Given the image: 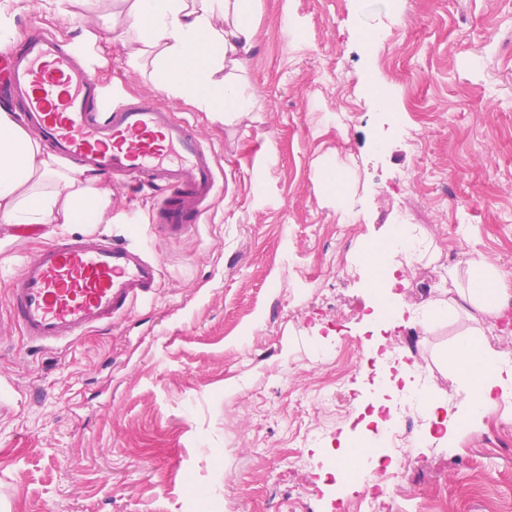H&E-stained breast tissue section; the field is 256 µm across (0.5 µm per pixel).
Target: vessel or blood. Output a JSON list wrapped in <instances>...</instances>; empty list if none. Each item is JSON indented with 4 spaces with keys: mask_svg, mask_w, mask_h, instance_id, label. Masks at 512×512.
<instances>
[{
    "mask_svg": "<svg viewBox=\"0 0 512 512\" xmlns=\"http://www.w3.org/2000/svg\"><path fill=\"white\" fill-rule=\"evenodd\" d=\"M0 98L51 151L103 175L165 191L153 223L168 240L190 234L216 186L214 154L195 127L153 97L107 99L78 50L39 30L0 56ZM148 252L106 235L62 238L24 257L9 278L10 325L51 348L109 324L160 286Z\"/></svg>",
    "mask_w": 512,
    "mask_h": 512,
    "instance_id": "b4317fda",
    "label": "vessel or blood"
}]
</instances>
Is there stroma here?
<instances>
[{"mask_svg":"<svg viewBox=\"0 0 512 512\" xmlns=\"http://www.w3.org/2000/svg\"><path fill=\"white\" fill-rule=\"evenodd\" d=\"M0 9L15 31L93 41L107 96L156 97L217 154V193L181 241L156 233L150 191L111 184L112 221L95 231L159 257L153 296L52 351L0 335V512H368L367 480L323 477L358 434L354 413L389 391L359 373L361 348L398 349L453 420L450 354L470 322L406 320L466 254L512 273V0H255L244 87L258 103L228 121L159 89L150 61L129 65L114 0ZM325 164L356 173L352 221L321 195ZM406 176L434 259L392 255L404 322L389 328L361 255L395 224ZM53 237L0 230V321L9 276ZM335 388L342 401H322ZM328 427L336 439H320ZM458 429L412 451L393 512H512V398Z\"/></svg>","mask_w":512,"mask_h":512,"instance_id":"stroma-1","label":"stroma"}]
</instances>
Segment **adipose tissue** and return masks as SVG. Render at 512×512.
Instances as JSON below:
<instances>
[{
  "label": "adipose tissue",
  "mask_w": 512,
  "mask_h": 512,
  "mask_svg": "<svg viewBox=\"0 0 512 512\" xmlns=\"http://www.w3.org/2000/svg\"><path fill=\"white\" fill-rule=\"evenodd\" d=\"M125 26L120 38L130 64L151 59L160 88L192 102L216 118L254 111L256 94H244L242 74L255 46L253 0H121ZM350 170L326 165L321 188L342 220L353 217ZM112 221V190L99 173L70 168L0 109V228L18 225L80 224L91 228ZM424 237L416 225H392L368 256L383 266L391 254L413 260ZM443 298L428 300L422 327L442 317L477 312L497 317L512 306V280L480 256L447 271ZM386 271L371 288L376 297L394 296ZM453 379L463 386L462 418L478 428L498 399L512 397V361L496 350L481 327L468 328L453 352Z\"/></svg>",
  "instance_id": "adipose-tissue-1"
}]
</instances>
